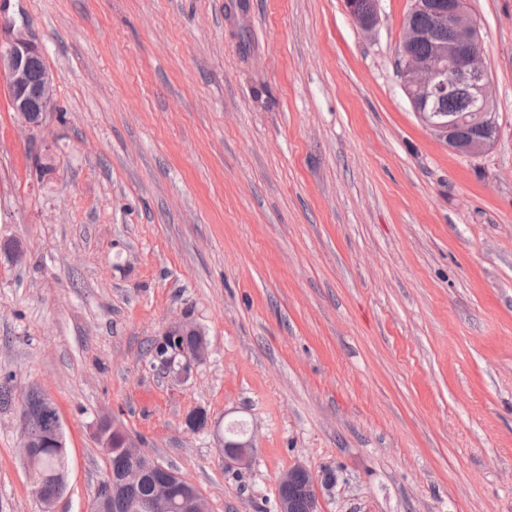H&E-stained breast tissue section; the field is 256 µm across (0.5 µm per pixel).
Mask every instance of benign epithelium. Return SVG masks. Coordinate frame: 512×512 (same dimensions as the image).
<instances>
[{
	"instance_id": "7a95c632",
	"label": "benign epithelium",
	"mask_w": 512,
	"mask_h": 512,
	"mask_svg": "<svg viewBox=\"0 0 512 512\" xmlns=\"http://www.w3.org/2000/svg\"><path fill=\"white\" fill-rule=\"evenodd\" d=\"M350 16L365 32H371L377 24V16L363 13L357 0H346ZM412 11H431L436 23L429 28L413 25L403 27L401 43V66L399 76L402 87L407 93L413 110L425 121L432 133L448 148L462 156L476 157L490 150L500 133L493 98L490 91V76L483 54V39L476 24L462 0H414ZM448 28V39L440 36V29ZM419 41H428L434 45V55L421 58L406 51V46ZM42 59L38 47L22 37L0 41V76L6 78L11 91L12 106L18 116L29 125H36L44 112L53 102L54 75L43 70L38 79H33L32 69L35 62ZM460 94L465 98L467 107L479 113L480 123L471 129H462L453 122L437 123L427 119V101L435 96ZM174 332L181 335L196 336L195 347L187 350H172L157 356L163 365H173L176 356L184 358L177 374L185 376L191 367L202 362L208 355V344L199 328L185 321L175 324L159 338L158 344ZM52 401L44 398L43 411L23 407L19 415V426L23 438L22 456L29 459L33 450L39 447L41 423L45 411L50 409ZM253 443L225 441L224 458L232 466L243 467L248 463ZM154 469L162 474L152 500L137 505L142 512H172L174 503L169 494L171 473L167 468L151 461ZM306 481L311 487L307 512H320L319 487L313 473L302 464L294 466L283 474L278 488L293 489L300 481ZM34 493L48 512L60 495V490H49L46 482H37Z\"/></svg>"
}]
</instances>
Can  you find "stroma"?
I'll list each match as a JSON object with an SVG mask.
<instances>
[{
  "label": "stroma",
  "instance_id": "obj_1",
  "mask_svg": "<svg viewBox=\"0 0 512 512\" xmlns=\"http://www.w3.org/2000/svg\"><path fill=\"white\" fill-rule=\"evenodd\" d=\"M500 136L448 149L395 70L412 0H0L56 77L38 126L0 76V378L56 405L54 512H90L101 416L204 494L278 512H512V0H466ZM187 320V376L145 350ZM0 410V512H41ZM202 413L204 429L189 416ZM244 422L248 467L225 465ZM173 332H179L181 335H185L184 337H189L190 335L194 336L197 339V343L194 346V339L189 337L188 339H179L177 342H173L170 344L171 350L170 352H164L159 354L156 359H158L163 365H174L175 358L177 355H180L184 358V363L180 365V369L177 371L178 375L186 376L191 367L195 364L201 363L208 355V344L203 336L202 332L199 328L191 322L185 321L178 324H175L164 333V335L159 338L158 345L165 344L166 338ZM176 347L182 349H191L190 351L175 349ZM193 348V349H192ZM302 480H306L307 484L311 487V494L307 510L305 506V481ZM297 483L299 484L295 489L296 506L294 512H320L318 482L313 476V473L304 465H296L292 469L288 470V472L283 474L278 483V490L288 488V490L291 491L297 485Z\"/></svg>",
  "mask_w": 512,
  "mask_h": 512
}]
</instances>
